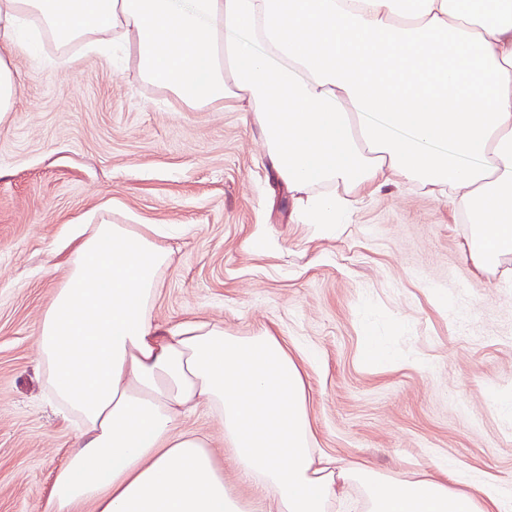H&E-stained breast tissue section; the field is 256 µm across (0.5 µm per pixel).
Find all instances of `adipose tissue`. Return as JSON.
Segmentation results:
<instances>
[{"instance_id": "ef3b65f1", "label": "adipose tissue", "mask_w": 512, "mask_h": 512, "mask_svg": "<svg viewBox=\"0 0 512 512\" xmlns=\"http://www.w3.org/2000/svg\"><path fill=\"white\" fill-rule=\"evenodd\" d=\"M34 20L64 46L118 36L187 106L253 113L315 232L349 222L342 190L414 183L452 191L476 270L512 259V0H0V117ZM162 235L105 220L75 236L38 336L46 393L77 420L46 512H329L352 485L362 512H500L494 489L452 484L439 462L405 483L316 451L301 366L268 331L155 323ZM201 406L260 503L183 428Z\"/></svg>"}]
</instances>
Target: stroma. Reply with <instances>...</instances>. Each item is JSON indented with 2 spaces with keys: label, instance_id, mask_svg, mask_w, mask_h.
Instances as JSON below:
<instances>
[{
  "label": "stroma",
  "instance_id": "obj_1",
  "mask_svg": "<svg viewBox=\"0 0 512 512\" xmlns=\"http://www.w3.org/2000/svg\"><path fill=\"white\" fill-rule=\"evenodd\" d=\"M12 63L21 86L0 118V512H44L72 429L45 403L41 315L67 274L73 225L169 228L157 324L204 319L268 330L304 370L319 448L414 480L447 457L498 485L512 512V264L476 274L452 198L407 185L354 193L350 224L320 237L296 223L267 169L254 115L188 111L142 81L121 50L59 48L38 28ZM393 362H363L366 337ZM224 478L258 495L198 408Z\"/></svg>",
  "mask_w": 512,
  "mask_h": 512
}]
</instances>
